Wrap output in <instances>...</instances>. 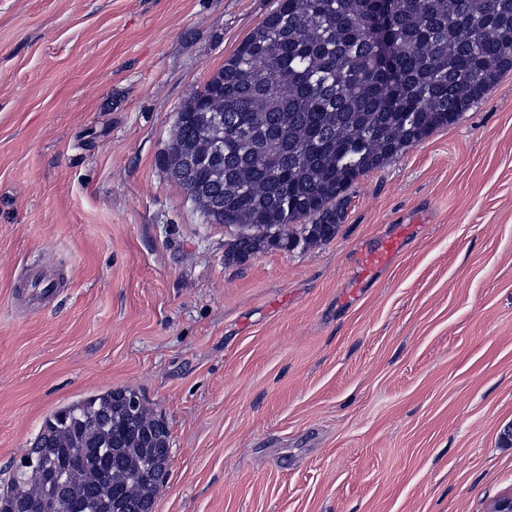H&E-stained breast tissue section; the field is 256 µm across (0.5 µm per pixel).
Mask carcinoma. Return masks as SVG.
I'll return each instance as SVG.
<instances>
[{
    "instance_id": "1",
    "label": "carcinoma",
    "mask_w": 512,
    "mask_h": 512,
    "mask_svg": "<svg viewBox=\"0 0 512 512\" xmlns=\"http://www.w3.org/2000/svg\"><path fill=\"white\" fill-rule=\"evenodd\" d=\"M510 70L512 0H276L184 100L162 169L189 171L203 215L238 225L229 262L281 248L294 225L328 242L359 177L454 124ZM131 393L109 389L47 416L22 454L28 464L13 465L0 491V512H142L154 502L168 431L146 403L129 423Z\"/></svg>"
}]
</instances>
